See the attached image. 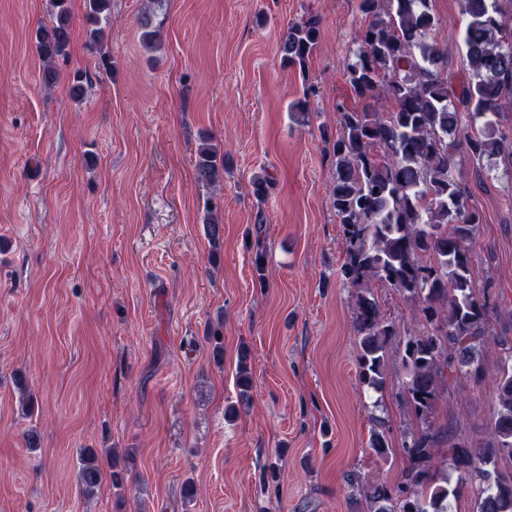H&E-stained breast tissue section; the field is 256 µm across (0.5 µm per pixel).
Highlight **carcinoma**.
Returning a JSON list of instances; mask_svg holds the SVG:
<instances>
[{
	"label": "carcinoma",
	"mask_w": 512,
	"mask_h": 512,
	"mask_svg": "<svg viewBox=\"0 0 512 512\" xmlns=\"http://www.w3.org/2000/svg\"><path fill=\"white\" fill-rule=\"evenodd\" d=\"M431 0H360L368 22L353 39L347 80L361 108L339 110L332 138L333 180L330 200L346 243L341 266L344 284L355 290L354 329L358 376L378 390L385 379L394 336L393 322L380 312L372 284L379 282L417 305L425 329L398 346L404 370L403 395L420 433L405 446L408 466L390 487H362L368 512H455L463 490L476 512H512V473L500 469L512 461V367L496 380L498 412L491 441L474 446L433 425L435 405L445 381L461 373L479 375L485 344L488 300L478 294L470 244L482 224L468 209L452 171L460 145L481 161L500 156L499 101L512 97V22L496 0H461L466 17L464 45L470 78L460 90L448 86V56L432 36L438 21ZM50 22L36 28L34 48L43 66L40 81L51 89L60 80L56 61L68 58L75 38L69 0H49ZM84 34L88 44L104 47L102 20L111 0H85ZM153 10L140 18V41L149 53L162 48ZM321 35L315 14L288 25L280 43L281 61L305 73ZM472 133L460 134L461 120ZM229 160L209 136L197 148L195 177L208 188L224 180ZM203 224L212 248L223 241L219 214L205 209ZM262 222L255 224L253 266L264 279ZM247 348L240 349L235 382L241 401L249 398L252 375ZM370 447L387 459V421L372 417ZM448 473L431 471L440 443ZM78 485L91 497L103 482L97 454H80Z\"/></svg>",
	"instance_id": "cac0c4a2"
}]
</instances>
